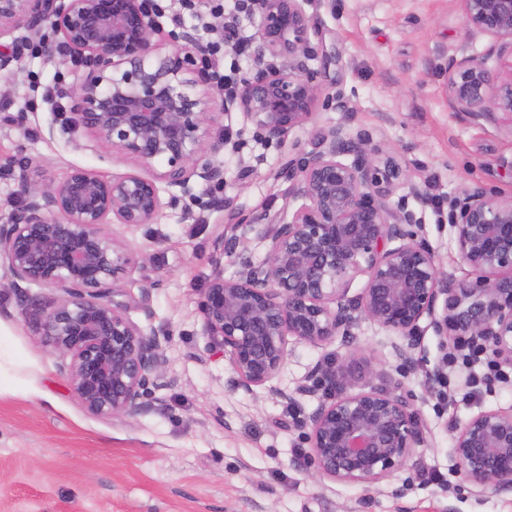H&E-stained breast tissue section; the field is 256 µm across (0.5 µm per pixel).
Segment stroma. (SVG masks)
Instances as JSON below:
<instances>
[{
  "instance_id": "35a3bbf8",
  "label": "stroma",
  "mask_w": 512,
  "mask_h": 512,
  "mask_svg": "<svg viewBox=\"0 0 512 512\" xmlns=\"http://www.w3.org/2000/svg\"><path fill=\"white\" fill-rule=\"evenodd\" d=\"M156 2L169 34L190 30L205 43L231 31L255 34L236 0H220L218 17L211 0L191 11L180 0ZM306 9L319 17L312 46L339 58L322 81L315 123L297 130L293 144L265 145L243 112L229 113L231 144L220 156L225 206L205 208L199 223L167 208L154 223L113 227L140 256L125 288L135 297L153 290L152 320L134 309L130 318L171 335L164 370L175 385L163 391V405L121 418L89 414L44 345L35 309H22L13 289L0 288V323L12 332L28 379L25 391H0V512H512V492L477 491L450 453L455 428L478 412L512 407V379L471 386V376L487 373V358L442 367V340L431 328L416 338L410 355L417 369L408 377L398 372V337L364 321L333 345L297 346L272 393L238 389L227 359L208 351L199 294L229 207L247 215L297 209L277 171L293 146L310 148L328 127L348 122L369 130L435 198L419 213L418 233L451 277H469L470 269L458 256L449 202L475 185L512 195V122L451 111L446 99L449 58L463 49L483 54L493 43L482 34L464 40L459 0H308ZM87 74L80 62L60 65L42 55L0 74V111L25 116L19 126L0 128V221L20 202L22 181L58 180L73 167L108 176L129 171L84 131H60L72 102L48 95ZM24 157L34 160L25 173L17 165ZM350 353L400 383L430 430L419 468L372 486L309 478L297 424L319 399L302 396L291 405L281 397L318 360Z\"/></svg>"
}]
</instances>
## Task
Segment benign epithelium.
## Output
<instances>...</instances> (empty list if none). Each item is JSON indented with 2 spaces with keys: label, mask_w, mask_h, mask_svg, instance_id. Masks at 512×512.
<instances>
[{
  "label": "benign epithelium",
  "mask_w": 512,
  "mask_h": 512,
  "mask_svg": "<svg viewBox=\"0 0 512 512\" xmlns=\"http://www.w3.org/2000/svg\"><path fill=\"white\" fill-rule=\"evenodd\" d=\"M304 0H252L255 67L234 96L213 76L208 48L189 34L184 45L163 48V27L151 0H0V72L21 61L24 46L42 37L45 54L82 63L88 76L58 88L73 102L62 132L83 128L132 170L105 176L74 167L59 182L30 188L0 224V269L8 287L53 288L58 297L38 306L46 346L85 410L97 417L133 414L160 401L174 385L163 372L167 334L139 326L136 307L151 316V293L133 302L122 283L136 264L125 241L105 230L151 224L184 200L210 207L194 193L224 191V167L203 160L229 143L224 116L240 110L267 144H285L315 117L322 73L310 33L318 19ZM465 39H495L478 56L461 48L449 59L450 109L474 117L501 113L512 120V0H460ZM288 64H283V60ZM278 177L304 200L292 215L266 212L247 218L231 203L213 273L200 294L209 350L227 357L238 387L272 386L291 346L328 345L350 335L361 320L413 346L420 323L445 339L464 340L512 367V196L468 189L451 203L458 256L474 278L442 270L436 251L415 231L414 201L432 199L408 180L406 169L373 144L365 129L338 123L312 149L291 154ZM408 193L399 195L401 187ZM254 233L267 243L260 262L247 261L224 277V256ZM361 292L349 295L357 277ZM382 372L354 355L329 357L298 385L301 395L322 393L301 422L310 476L372 485L407 466L428 443L427 423L412 399L375 384ZM452 453L465 480L480 492L512 490V409L482 411L456 429Z\"/></svg>",
  "instance_id": "1"
}]
</instances>
